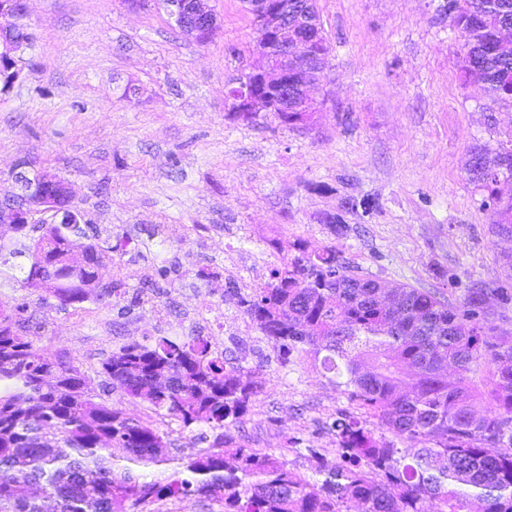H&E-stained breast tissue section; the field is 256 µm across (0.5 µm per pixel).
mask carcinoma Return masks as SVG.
I'll list each match as a JSON object with an SVG mask.
<instances>
[{"mask_svg":"<svg viewBox=\"0 0 512 512\" xmlns=\"http://www.w3.org/2000/svg\"><path fill=\"white\" fill-rule=\"evenodd\" d=\"M440 12L466 40L465 74L492 98L512 104V48L501 47L502 16L512 0H444ZM470 181L499 216L495 234L512 239V146H476ZM91 224L48 226L30 245L0 243V266L27 270L22 283L64 304L94 292L96 269L114 251L89 243L84 268L69 265L67 236L89 238ZM294 254L236 305L282 366L305 352L345 387L336 411L339 463L328 469L306 449L311 473L283 454L234 441L262 383L199 337L132 342L102 363L111 390L147 402L182 427L221 430L212 444L172 455L167 432L95 400L79 367L51 361L26 340L18 306L0 308V512H160L168 500L206 512H512V332L494 324L491 300L509 289L474 282L452 304L440 294L392 288L355 273L336 247L298 239ZM26 257L29 268L9 264ZM491 378L484 389L474 377ZM167 372L163 388L153 385ZM403 442L420 445L410 453ZM122 448L119 465L112 449ZM170 463L173 472L139 481L132 467ZM189 473L183 478L181 474Z\"/></svg>","mask_w":512,"mask_h":512,"instance_id":"obj_1","label":"carcinoma"}]
</instances>
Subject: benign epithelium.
<instances>
[{
    "instance_id": "7a95c632",
    "label": "benign epithelium",
    "mask_w": 512,
    "mask_h": 512,
    "mask_svg": "<svg viewBox=\"0 0 512 512\" xmlns=\"http://www.w3.org/2000/svg\"><path fill=\"white\" fill-rule=\"evenodd\" d=\"M171 14L180 30L199 43H206L217 27V17L205 0H168ZM257 22L259 54L262 65L252 69L238 82L232 94L233 111L244 121L259 112H317L318 102L312 88L324 77L326 43L318 36H289V28L302 23L320 29L318 21L301 11L298 0H250ZM273 40L278 49L270 53L263 42ZM22 45L15 33L0 29V65L7 66L11 80L19 77L16 56ZM21 190L0 202V230L29 223L33 207L47 215L46 223L82 224L84 218L75 209L68 184L53 175L42 174L38 181H27L25 172L16 176Z\"/></svg>"
}]
</instances>
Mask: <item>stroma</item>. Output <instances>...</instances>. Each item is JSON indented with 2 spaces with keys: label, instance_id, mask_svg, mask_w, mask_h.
I'll return each instance as SVG.
<instances>
[{
  "label": "stroma",
  "instance_id": "1",
  "mask_svg": "<svg viewBox=\"0 0 512 512\" xmlns=\"http://www.w3.org/2000/svg\"><path fill=\"white\" fill-rule=\"evenodd\" d=\"M440 2L317 0L330 46L322 107L310 127L291 129L269 112L249 122L232 113L230 89L260 63L243 0H207L219 26L204 44L180 32L164 0H27L21 75L0 91V200L27 162L28 174L69 183L101 239L127 245L100 271L120 297L65 305L4 277L0 305L24 306L35 349L69 357L97 400L141 421L153 411L109 392L103 362L135 341H189L195 308L220 305L227 324L243 326L224 342L228 357L264 382L246 443L285 449L305 471L308 457L287 447L297 437L334 466L325 421L347 407L343 388L309 354L280 366L223 291L249 293L298 238L453 303L477 281L512 287L500 261L512 241L493 234L498 216L467 173L473 147L512 144V105L465 79V39ZM349 197L369 207L338 236L318 218ZM159 266L166 277L154 276ZM126 267L151 283L124 278Z\"/></svg>",
  "mask_w": 512,
  "mask_h": 512
}]
</instances>
